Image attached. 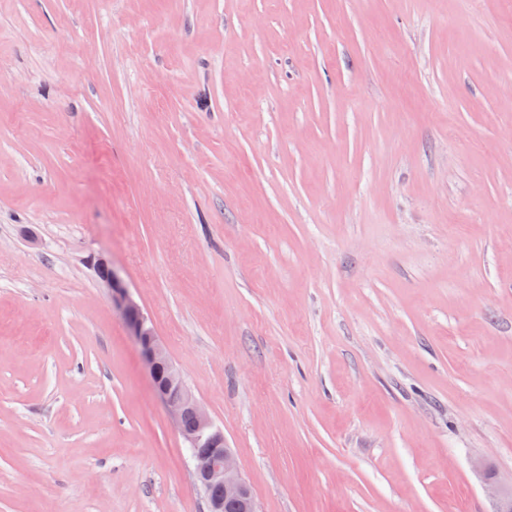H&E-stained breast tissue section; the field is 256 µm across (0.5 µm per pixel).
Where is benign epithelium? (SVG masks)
Masks as SVG:
<instances>
[{"mask_svg": "<svg viewBox=\"0 0 512 512\" xmlns=\"http://www.w3.org/2000/svg\"><path fill=\"white\" fill-rule=\"evenodd\" d=\"M93 266L139 349L155 395L176 423L186 447L191 449L192 474L207 498L209 512H226L229 506L236 512H259L251 487L224 438V430L211 419L186 384L121 274L107 268L102 258L93 261ZM189 416L194 421L191 428L185 424ZM485 491L496 502V512H512V486L487 480Z\"/></svg>", "mask_w": 512, "mask_h": 512, "instance_id": "obj_1", "label": "benign epithelium"}]
</instances>
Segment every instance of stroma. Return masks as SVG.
I'll return each mask as SVG.
<instances>
[{"label":"stroma","mask_w":512,"mask_h":512,"mask_svg":"<svg viewBox=\"0 0 512 512\" xmlns=\"http://www.w3.org/2000/svg\"><path fill=\"white\" fill-rule=\"evenodd\" d=\"M94 255L259 512H493L512 0H0V512H206Z\"/></svg>","instance_id":"35a3bbf8"}]
</instances>
